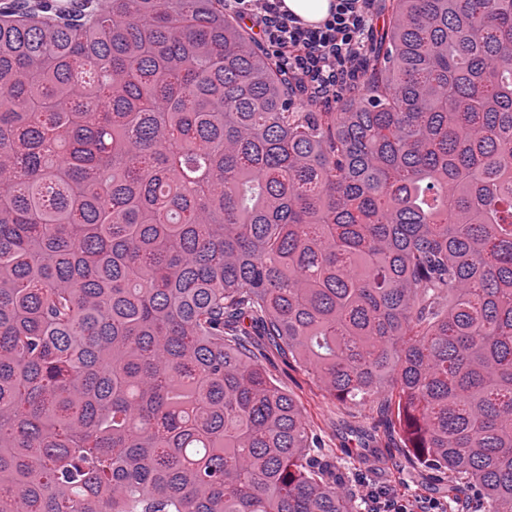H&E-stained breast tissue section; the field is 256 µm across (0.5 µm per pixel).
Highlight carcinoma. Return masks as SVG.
I'll return each instance as SVG.
<instances>
[{
    "mask_svg": "<svg viewBox=\"0 0 512 512\" xmlns=\"http://www.w3.org/2000/svg\"><path fill=\"white\" fill-rule=\"evenodd\" d=\"M336 110L224 0H0V512H362L260 345L512 512V0H391Z\"/></svg>",
    "mask_w": 512,
    "mask_h": 512,
    "instance_id": "1",
    "label": "carcinoma"
}]
</instances>
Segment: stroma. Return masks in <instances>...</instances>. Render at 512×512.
<instances>
[{"mask_svg": "<svg viewBox=\"0 0 512 512\" xmlns=\"http://www.w3.org/2000/svg\"><path fill=\"white\" fill-rule=\"evenodd\" d=\"M263 365L276 383L297 396L329 453L370 459L361 475L408 496L445 499L446 485L418 467L404 465L402 442L378 404L353 405L330 397L313 375L279 350L267 348Z\"/></svg>", "mask_w": 512, "mask_h": 512, "instance_id": "35a3bbf8", "label": "stroma"}]
</instances>
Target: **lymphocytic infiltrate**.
Masks as SVG:
<instances>
[{"label":"lymphocytic infiltrate","instance_id":"f902f5d3","mask_svg":"<svg viewBox=\"0 0 512 512\" xmlns=\"http://www.w3.org/2000/svg\"><path fill=\"white\" fill-rule=\"evenodd\" d=\"M224 9L256 29L278 57L293 90L332 107L355 74L373 28L375 0H331L328 17L307 25L283 10L282 0H224ZM370 512H444L440 503L407 501L389 487L363 484Z\"/></svg>","mask_w":512,"mask_h":512}]
</instances>
